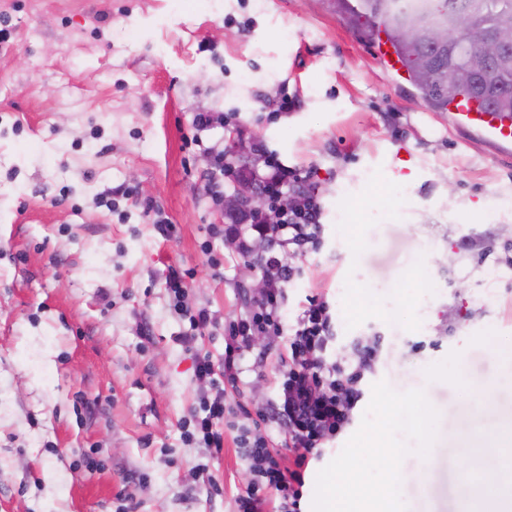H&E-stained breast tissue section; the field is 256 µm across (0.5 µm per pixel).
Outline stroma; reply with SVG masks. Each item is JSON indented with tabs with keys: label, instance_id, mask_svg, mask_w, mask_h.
Returning a JSON list of instances; mask_svg holds the SVG:
<instances>
[{
	"label": "stroma",
	"instance_id": "35a3bbf8",
	"mask_svg": "<svg viewBox=\"0 0 512 512\" xmlns=\"http://www.w3.org/2000/svg\"><path fill=\"white\" fill-rule=\"evenodd\" d=\"M1 28L0 512H115L120 493L135 512H235L251 478L235 431L217 460L181 438L201 387L165 276L188 271L187 304L217 319L198 344L220 360L225 321L263 277L207 232L230 222L206 192L210 149L240 140L320 193L317 244L281 255L299 270L287 328L319 296L329 361L351 372L355 347L374 350L351 424L310 463L304 512L344 461L390 483L395 512H466L463 441L512 420V151L395 83L338 0H0ZM200 112L224 120L198 131ZM120 184L131 198L101 206ZM464 236L483 249L460 251ZM242 365L227 400L279 443L260 417L277 397L271 339ZM460 367L465 390L447 379ZM419 399L435 411L428 462ZM205 463L221 494L198 480Z\"/></svg>",
	"mask_w": 512,
	"mask_h": 512
}]
</instances>
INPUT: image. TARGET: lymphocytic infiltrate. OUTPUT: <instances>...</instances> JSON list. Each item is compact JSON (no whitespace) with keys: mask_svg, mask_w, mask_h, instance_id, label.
I'll return each mask as SVG.
<instances>
[{"mask_svg":"<svg viewBox=\"0 0 512 512\" xmlns=\"http://www.w3.org/2000/svg\"><path fill=\"white\" fill-rule=\"evenodd\" d=\"M262 166L258 169H228L224 166L222 150L214 152V173L206 190L214 205L224 201V184L231 181L242 186H258L264 194L267 207L274 211V221L250 213L245 223L231 227L215 224L211 236L231 231L239 253L254 255L257 263L266 269L277 270L259 294L250 295L247 310L231 320L224 338V361L215 364L210 355L197 353L194 375L207 390L188 418L181 425L186 443L221 450L224 434L218 429L230 409L226 404L225 384H238L242 372L241 361L254 346L258 336L278 337V358L282 366L278 394L269 406L268 422L284 433L282 449L293 455L292 466H285L280 451L270 448L267 439L252 436L247 428H240L237 441L244 450L245 459L253 475L252 482L236 497L237 512H266L268 499H275L274 512H301L302 488L308 459L324 440L336 436L346 425L349 413L360 399L354 388V375L329 363L324 357L335 334L330 306L326 300L309 301L298 317L293 333H286L282 305L285 288L294 272L283 265L279 253L288 248L301 249L314 243L319 230L322 209L316 195L303 194L300 204L292 209L278 208L283 190H296L302 181L296 169L284 165L268 149H260ZM166 286L173 308L186 315L190 333L183 336L190 346L201 329L213 324L214 316L208 308H187L184 303L185 274L169 268Z\"/></svg>","mask_w":512,"mask_h":512,"instance_id":"obj_1","label":"lymphocytic infiltrate"}]
</instances>
